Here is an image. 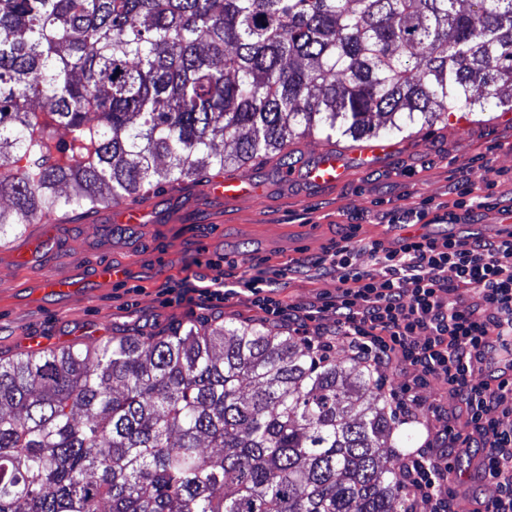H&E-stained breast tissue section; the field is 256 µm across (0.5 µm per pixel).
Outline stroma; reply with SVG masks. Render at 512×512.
<instances>
[{
	"instance_id": "35a3bbf8",
	"label": "stroma",
	"mask_w": 512,
	"mask_h": 512,
	"mask_svg": "<svg viewBox=\"0 0 512 512\" xmlns=\"http://www.w3.org/2000/svg\"><path fill=\"white\" fill-rule=\"evenodd\" d=\"M384 142L391 150L386 165L354 169L344 183L328 189H275L278 166L263 160L234 173L267 187V194L235 204L206 194L200 179L149 194L141 204L149 214L143 224L115 222L113 204L69 214L65 248L42 253L29 266L15 264L12 253L38 233V225L7 235L0 240V357L18 355L31 335L70 342L79 335L150 336L190 321L262 322L272 333L293 334L287 322L266 320L247 295L220 305L200 297L198 287L215 275L207 260L262 258L266 271L283 274L281 298L304 311L335 294L337 282L332 274L289 273L297 259L319 255L344 225L363 214L424 199L453 203L466 173L493 181L491 207L474 223L449 225V232H497L504 221L500 209L512 202V111H457L447 121ZM107 260L125 267L123 287L85 283L66 296L44 290L48 281Z\"/></svg>"
}]
</instances>
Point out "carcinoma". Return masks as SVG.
Masks as SVG:
<instances>
[{
	"mask_svg": "<svg viewBox=\"0 0 512 512\" xmlns=\"http://www.w3.org/2000/svg\"><path fill=\"white\" fill-rule=\"evenodd\" d=\"M493 105L512 0H0V239ZM379 402L260 324L0 358V512H404Z\"/></svg>",
	"mask_w": 512,
	"mask_h": 512,
	"instance_id": "cac0c4a2",
	"label": "carcinoma"
}]
</instances>
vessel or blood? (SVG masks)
Instances as JSON below:
<instances>
[{
	"mask_svg": "<svg viewBox=\"0 0 512 512\" xmlns=\"http://www.w3.org/2000/svg\"><path fill=\"white\" fill-rule=\"evenodd\" d=\"M388 148L383 144H367L357 148L355 153L339 150H323L313 158L298 162L297 166L285 176V183H300L319 187H330L346 180L351 169L352 156L362 159L384 162ZM208 189L211 193L233 203L245 197L261 195L262 187L254 186L239 177L227 175L212 180ZM60 226L53 220L45 221L40 235L30 239L22 247L14 250L13 257L18 264H32L38 254L47 248L59 245Z\"/></svg>",
	"mask_w": 512,
	"mask_h": 512,
	"instance_id": "1",
	"label": "vessel or blood"
}]
</instances>
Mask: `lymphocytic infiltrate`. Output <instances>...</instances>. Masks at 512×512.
<instances>
[{
	"mask_svg": "<svg viewBox=\"0 0 512 512\" xmlns=\"http://www.w3.org/2000/svg\"><path fill=\"white\" fill-rule=\"evenodd\" d=\"M488 179H465L453 208L423 200L383 213L400 229L393 243L360 237V225L330 243L315 265L335 272L334 296L319 299L298 326L328 322L316 342L343 350L362 367L421 370L447 386L452 405L426 403L420 380L390 388L386 398L404 422L437 423L424 447L405 455L399 479L406 512H466L450 486L454 455L482 449L478 471L488 492L473 512H512V231L489 237L415 233L416 225L460 224L488 205ZM368 256L371 268L359 259ZM218 274L198 293L224 302L245 293L267 318L291 306L274 280L246 276L234 259L214 261Z\"/></svg>",
	"mask_w": 512,
	"mask_h": 512,
	"instance_id": "f902f5d3",
	"label": "lymphocytic infiltrate"
}]
</instances>
